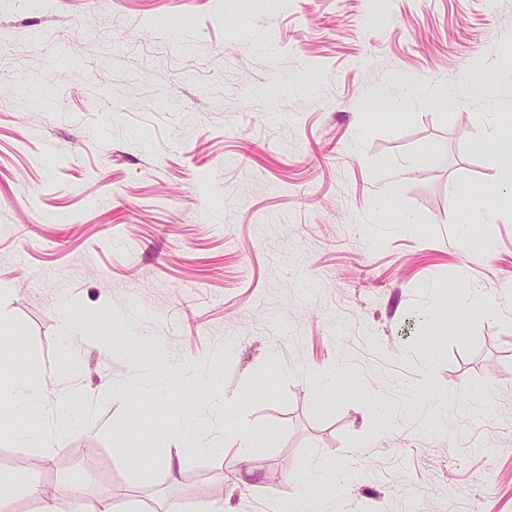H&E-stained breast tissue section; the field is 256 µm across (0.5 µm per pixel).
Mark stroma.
<instances>
[{"label": "stroma", "mask_w": 512, "mask_h": 512, "mask_svg": "<svg viewBox=\"0 0 512 512\" xmlns=\"http://www.w3.org/2000/svg\"><path fill=\"white\" fill-rule=\"evenodd\" d=\"M375 1L0 0V42L22 47L0 60L9 372H39L37 418L74 389L87 413L39 448L0 441V512H37L28 480L60 512H273L324 460L357 475L338 512H512V190L496 148H474L512 125V0ZM467 288L495 314L459 304ZM66 312L110 344L62 348ZM135 342L185 366L179 394L222 456L173 435L179 469L126 462L109 390L151 384ZM228 394L266 437L246 457Z\"/></svg>", "instance_id": "1"}]
</instances>
